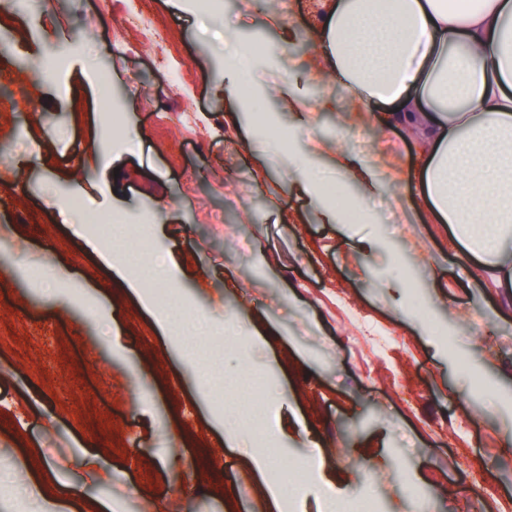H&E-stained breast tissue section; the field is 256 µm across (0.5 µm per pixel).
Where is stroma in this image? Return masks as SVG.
Masks as SVG:
<instances>
[{"label":"stroma","instance_id":"obj_1","mask_svg":"<svg viewBox=\"0 0 512 512\" xmlns=\"http://www.w3.org/2000/svg\"><path fill=\"white\" fill-rule=\"evenodd\" d=\"M148 2L192 84L151 46L116 51L130 16L110 0L0 15L14 41L0 57V512L35 509L7 466L17 431L63 480L118 496L120 512H263L242 465L250 451L289 475L288 512H317L325 487L342 512L368 496L379 512H412L417 497L428 512H512V296L461 264L448 226L417 200L420 130L327 81L325 0L258 11L224 0L212 13ZM264 14L282 27L263 26ZM228 30L265 47L232 127L233 50L217 40ZM292 69L316 115L303 129L269 91ZM184 111L207 137L159 126L158 114ZM314 141L310 169L324 181L339 147L388 174L372 199L345 184L360 222L324 223L333 197L302 190L293 155ZM78 205L125 224L108 238L76 232ZM140 223L143 236L130 235ZM103 251L134 263L117 271ZM123 273L186 326L163 330L120 291ZM260 316L271 329L257 345ZM257 382L267 396L254 413ZM280 413L282 439L270 430ZM87 449L111 483H85L76 461Z\"/></svg>","mask_w":512,"mask_h":512}]
</instances>
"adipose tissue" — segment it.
Listing matches in <instances>:
<instances>
[{"label":"adipose tissue","instance_id":"adipose-tissue-1","mask_svg":"<svg viewBox=\"0 0 512 512\" xmlns=\"http://www.w3.org/2000/svg\"><path fill=\"white\" fill-rule=\"evenodd\" d=\"M330 79L354 101L393 107V119L427 132L417 174L419 193L438 221L502 288H512V0H332L317 32ZM341 182L363 196L385 180L371 162L337 150ZM271 512H287L286 482L269 456L249 454ZM24 470L38 512H117L109 497L61 481L41 449L24 448Z\"/></svg>","mask_w":512,"mask_h":512}]
</instances>
